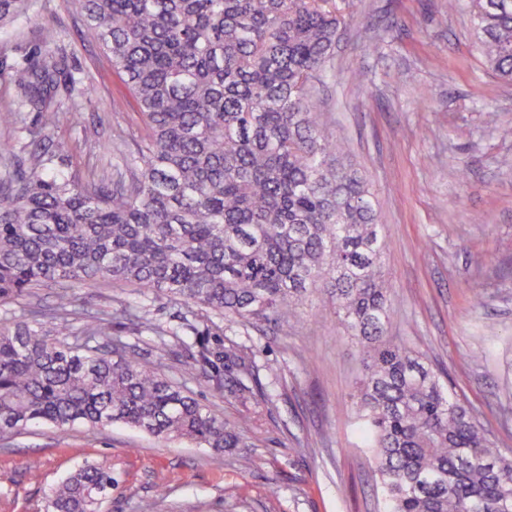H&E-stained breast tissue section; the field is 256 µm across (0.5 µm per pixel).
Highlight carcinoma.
Here are the masks:
<instances>
[{"instance_id":"obj_1","label":"carcinoma","mask_w":512,"mask_h":512,"mask_svg":"<svg viewBox=\"0 0 512 512\" xmlns=\"http://www.w3.org/2000/svg\"><path fill=\"white\" fill-rule=\"evenodd\" d=\"M478 49L512 82V0H470ZM28 0H0V23ZM133 95L146 133L116 149L112 174L79 184L41 147L0 174V302L56 289L52 312L0 320V436L33 424L64 435L114 423L217 454L242 448L245 420L218 417L194 392L126 353L112 320L151 331L145 301L166 298L238 322L288 323L309 291L336 307L358 342L363 422L387 512H512V460L423 355L385 336L392 311L385 240L366 176L347 163L310 103L343 15L336 0H72ZM48 49L13 76L0 118L38 110L47 140L67 101L87 90L58 79ZM112 283L139 296L109 318L68 323L77 288ZM194 336L190 364L217 392L255 397L236 345ZM115 479L86 462L50 489L48 512H101Z\"/></svg>"}]
</instances>
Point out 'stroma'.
I'll list each match as a JSON object with an SVG mask.
<instances>
[{
  "label": "stroma",
  "mask_w": 512,
  "mask_h": 512,
  "mask_svg": "<svg viewBox=\"0 0 512 512\" xmlns=\"http://www.w3.org/2000/svg\"><path fill=\"white\" fill-rule=\"evenodd\" d=\"M346 25L333 67L312 103L344 154L369 179L384 224V268L393 289L388 333L422 353L468 402L512 458V84L473 45L469 0H343ZM54 31L64 76L91 79L79 125L61 120L50 147L83 181L112 166L115 135L143 133L138 109L99 42L68 0H30L0 29V105L17 95L15 69L33 66ZM24 127L0 122V164L32 150ZM132 289L81 288L79 317L134 300ZM210 345L241 346L272 402L214 393L189 369L174 336L113 326L160 373L194 391L227 421L249 419L248 445L217 456L119 424L44 425L0 437V512H45L46 496L87 461H107L118 481L102 512H384L382 492L352 398L363 376L356 343L319 293L299 302L287 327L250 326L195 312ZM38 460L39 480L28 464Z\"/></svg>",
  "instance_id": "35a3bbf8"
}]
</instances>
